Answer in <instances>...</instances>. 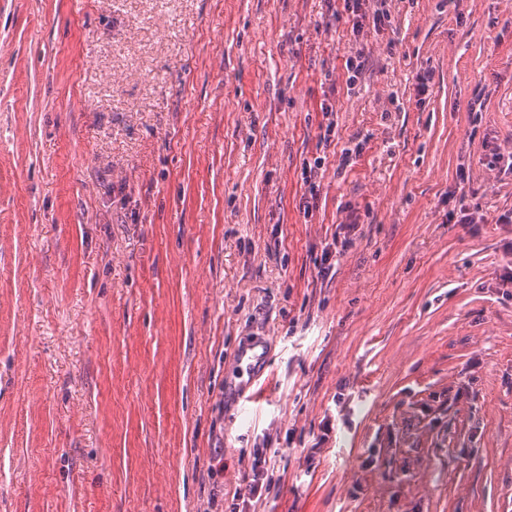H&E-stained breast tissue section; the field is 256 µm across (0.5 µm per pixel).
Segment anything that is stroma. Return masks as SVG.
Returning a JSON list of instances; mask_svg holds the SVG:
<instances>
[{
  "label": "stroma",
  "instance_id": "35a3bbf8",
  "mask_svg": "<svg viewBox=\"0 0 512 512\" xmlns=\"http://www.w3.org/2000/svg\"><path fill=\"white\" fill-rule=\"evenodd\" d=\"M342 8L0 0V512H512V0ZM258 347H262V345L256 339L238 349L236 354L238 365L241 367L245 365V368L250 373L249 380L240 389L241 398L245 403L252 401V397L255 395L252 387L263 375L266 368V351L262 349L261 352H258ZM266 459L259 457L258 455L254 458V462L251 466V473L247 474L243 480V487H239L233 495L232 501H240L242 508L244 504L253 501L254 499H260L262 496V489L268 486L270 478L268 475V468L265 467ZM266 481L264 482V480Z\"/></svg>",
  "mask_w": 512,
  "mask_h": 512
}]
</instances>
